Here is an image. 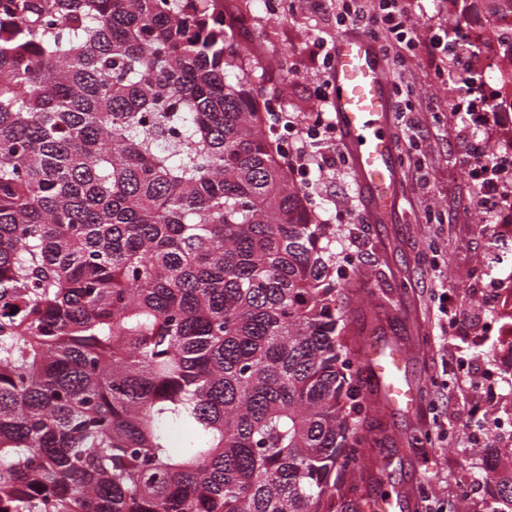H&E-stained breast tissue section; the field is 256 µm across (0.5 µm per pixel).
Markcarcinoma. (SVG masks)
Returning <instances> with one entry per match:
<instances>
[{"label": "carcinoma", "mask_w": 512, "mask_h": 512, "mask_svg": "<svg viewBox=\"0 0 512 512\" xmlns=\"http://www.w3.org/2000/svg\"><path fill=\"white\" fill-rule=\"evenodd\" d=\"M208 3L0 0V512H336L375 467L361 282Z\"/></svg>", "instance_id": "1"}]
</instances>
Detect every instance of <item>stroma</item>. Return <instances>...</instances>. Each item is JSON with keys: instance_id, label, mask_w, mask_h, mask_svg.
<instances>
[{"instance_id": "obj_1", "label": "stroma", "mask_w": 512, "mask_h": 512, "mask_svg": "<svg viewBox=\"0 0 512 512\" xmlns=\"http://www.w3.org/2000/svg\"><path fill=\"white\" fill-rule=\"evenodd\" d=\"M265 2L224 0L225 44L256 63L258 85L273 112H300L314 121L316 91L330 75L324 56L341 30L334 0H286L287 10L275 14ZM409 9L425 43L447 44L455 26L448 0H412ZM385 59L394 100L410 103L404 119L393 124L401 181L396 211L388 223H367L351 166L339 157L328 161L331 176L312 195L318 220L338 229L337 265L357 273L377 296L346 302L351 350H359L366 335L398 345L406 353L404 378L423 393L414 412H379L365 423V433L378 440L371 453L381 469L364 478L360 492L372 498L395 490L401 512H424V490L428 507L454 512L460 481L477 510L495 488L462 433L469 411L476 407L498 418L500 443L512 448V351L487 329L501 321L495 293L512 295V208L479 223V186L463 173L462 161L472 138L494 149L512 145V113L482 109L481 121L460 136L472 93H452L425 45L403 54L389 49ZM452 95L455 111L448 108ZM414 123L420 135L406 140ZM491 257L497 269L477 274ZM444 293L459 324L443 347L434 336ZM413 434L421 438L415 447L406 442Z\"/></svg>"}]
</instances>
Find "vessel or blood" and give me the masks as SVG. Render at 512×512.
Returning a JSON list of instances; mask_svg holds the SVG:
<instances>
[{
    "instance_id": "obj_1",
    "label": "vessel or blood",
    "mask_w": 512,
    "mask_h": 512,
    "mask_svg": "<svg viewBox=\"0 0 512 512\" xmlns=\"http://www.w3.org/2000/svg\"><path fill=\"white\" fill-rule=\"evenodd\" d=\"M331 104L370 223H384L399 197L397 140L386 60L366 34H337L332 47ZM405 354L368 345L364 361L382 388L381 410H414L418 391L402 377Z\"/></svg>"
}]
</instances>
